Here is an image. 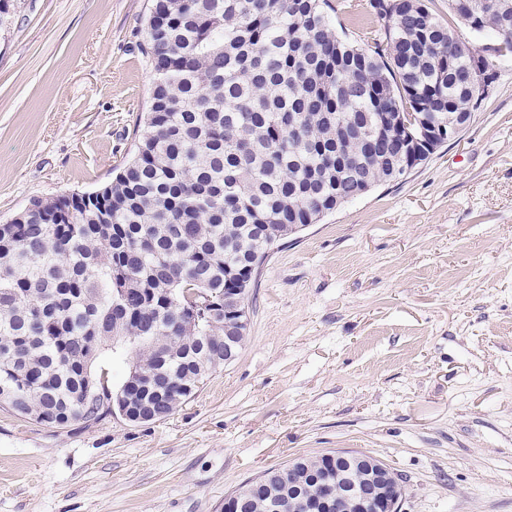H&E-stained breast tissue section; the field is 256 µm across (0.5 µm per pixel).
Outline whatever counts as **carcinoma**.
I'll use <instances>...</instances> for the list:
<instances>
[{
    "label": "carcinoma",
    "instance_id": "obj_1",
    "mask_svg": "<svg viewBox=\"0 0 512 512\" xmlns=\"http://www.w3.org/2000/svg\"><path fill=\"white\" fill-rule=\"evenodd\" d=\"M322 0H152L145 53L151 105L134 156L108 186L36 199L0 224V397L20 415L64 426L112 413L94 366L114 336L158 362L141 390L172 415L224 367V289L267 259L274 232L312 224L361 195L366 175L395 178L394 144L359 132L383 112L465 111L478 54L410 2L340 38ZM507 9L474 33L499 34ZM198 295V302L189 297ZM321 455L271 467L235 490L238 512H272V495L323 492Z\"/></svg>",
    "mask_w": 512,
    "mask_h": 512
}]
</instances>
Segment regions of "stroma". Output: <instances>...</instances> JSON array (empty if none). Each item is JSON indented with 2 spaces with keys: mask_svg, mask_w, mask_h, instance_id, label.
Listing matches in <instances>:
<instances>
[{
  "mask_svg": "<svg viewBox=\"0 0 512 512\" xmlns=\"http://www.w3.org/2000/svg\"><path fill=\"white\" fill-rule=\"evenodd\" d=\"M152 0H15L0 224L91 192L150 108ZM458 140L289 237L246 342L174 414L51 427L0 406V512H224L261 470L352 449L402 512H512V60Z\"/></svg>",
  "mask_w": 512,
  "mask_h": 512,
  "instance_id": "1",
  "label": "stroma"
}]
</instances>
